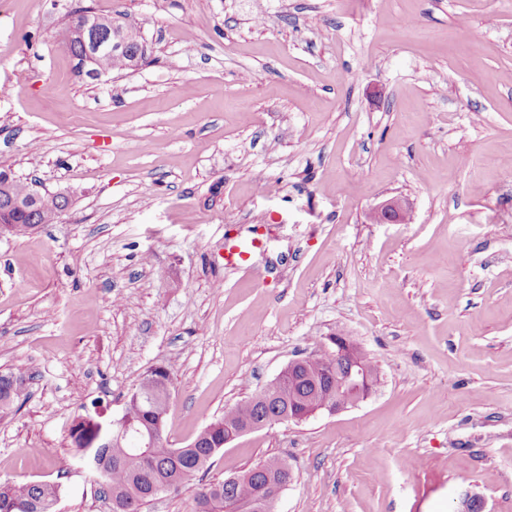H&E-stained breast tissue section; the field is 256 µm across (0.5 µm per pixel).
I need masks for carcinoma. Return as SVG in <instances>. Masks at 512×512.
<instances>
[{
  "mask_svg": "<svg viewBox=\"0 0 512 512\" xmlns=\"http://www.w3.org/2000/svg\"><path fill=\"white\" fill-rule=\"evenodd\" d=\"M76 60L75 70L82 68L109 75L114 71L130 70L125 54L99 53L92 62H85L87 49L80 39H74L69 49ZM67 202L46 197L33 209L14 212L13 236L31 232L35 224H52ZM308 371L319 376L321 385L315 387L305 373L295 372L288 378V391L282 392L280 383L267 384L270 399L258 401L251 395L235 404L224 415L207 424L193 441L183 448L164 445V431L169 407L171 371L167 368L141 375L132 388L122 417L136 427H149L156 442L148 456L143 457L130 438H118L107 432H98L96 417L90 413L80 418L70 431L75 447L84 449L93 444L91 453L84 456L90 473L100 479L112 496V512H142L152 501L146 496L154 486L168 490L194 486L193 512H226V507L251 504L264 489L282 474L284 460L269 458L260 469H248V478L236 483H200L193 485L207 463L220 451L225 433L244 423H258L277 416L288 409V399L298 401L302 410H314L324 404L336 389L341 369L325 352L312 361ZM30 377L18 372L0 373V412L11 409L21 398ZM61 497L58 484L32 481L0 484V512H20V506H32V512H54L52 504Z\"/></svg>",
  "mask_w": 512,
  "mask_h": 512,
  "instance_id": "obj_1",
  "label": "carcinoma"
}]
</instances>
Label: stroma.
Segmentation results:
<instances>
[{
  "label": "stroma",
  "instance_id": "1",
  "mask_svg": "<svg viewBox=\"0 0 512 512\" xmlns=\"http://www.w3.org/2000/svg\"><path fill=\"white\" fill-rule=\"evenodd\" d=\"M79 7L140 24L144 65L81 80ZM509 155L512 0H0V166L71 199L0 239V372L30 376L0 483L112 512L69 436L85 408L119 417L168 367L182 448L342 330L376 392L235 439L203 481L280 457L276 512H452L465 489L512 512ZM392 198L407 221L374 222Z\"/></svg>",
  "mask_w": 512,
  "mask_h": 512
}]
</instances>
